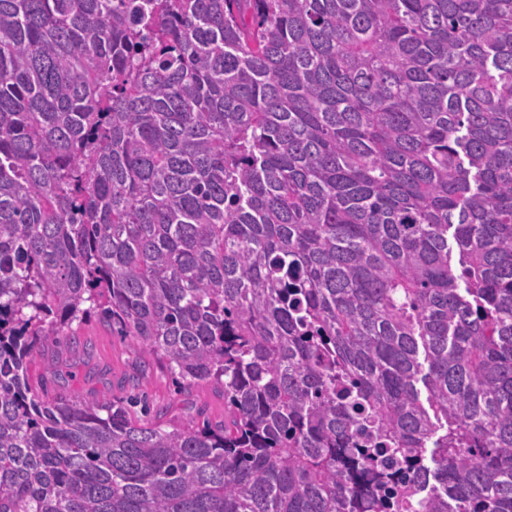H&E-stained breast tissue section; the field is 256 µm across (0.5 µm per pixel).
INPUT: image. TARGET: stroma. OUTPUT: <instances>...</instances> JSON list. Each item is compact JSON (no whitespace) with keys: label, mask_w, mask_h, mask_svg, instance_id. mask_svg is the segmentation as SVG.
Wrapping results in <instances>:
<instances>
[{"label":"stroma","mask_w":512,"mask_h":512,"mask_svg":"<svg viewBox=\"0 0 512 512\" xmlns=\"http://www.w3.org/2000/svg\"><path fill=\"white\" fill-rule=\"evenodd\" d=\"M34 385L49 395L121 401L136 413L176 422L222 421L224 393L210 383L183 385L156 364H147L132 340L113 335L92 318L73 335L49 342L30 366Z\"/></svg>","instance_id":"obj_1"}]
</instances>
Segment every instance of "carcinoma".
Listing matches in <instances>:
<instances>
[{
    "mask_svg": "<svg viewBox=\"0 0 512 512\" xmlns=\"http://www.w3.org/2000/svg\"><path fill=\"white\" fill-rule=\"evenodd\" d=\"M0 512H512V0H0ZM73 327L74 336L50 341L44 354L30 365L33 384L43 387L49 396L123 401L139 416L146 412L150 418L161 416L164 421L224 420L220 387L178 383L166 369L145 363L132 340L112 335V328L97 316ZM52 362L55 369L48 367Z\"/></svg>",
    "mask_w": 512,
    "mask_h": 512,
    "instance_id": "1",
    "label": "carcinoma"
}]
</instances>
